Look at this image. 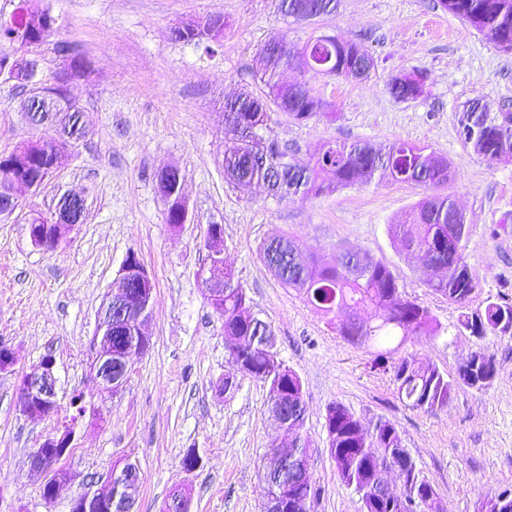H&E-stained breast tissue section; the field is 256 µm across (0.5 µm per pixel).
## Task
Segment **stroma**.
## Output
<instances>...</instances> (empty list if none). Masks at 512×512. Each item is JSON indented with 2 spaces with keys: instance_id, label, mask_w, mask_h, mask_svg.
Here are the masks:
<instances>
[{
  "instance_id": "35a3bbf8",
  "label": "stroma",
  "mask_w": 512,
  "mask_h": 512,
  "mask_svg": "<svg viewBox=\"0 0 512 512\" xmlns=\"http://www.w3.org/2000/svg\"><path fill=\"white\" fill-rule=\"evenodd\" d=\"M45 4L57 26L41 49V71L50 78L63 70L55 43L85 53L92 74L71 81L68 91L84 108L89 134L36 191L22 193L21 210L0 220V343L15 357L11 371H0V512H70L75 497L128 462L140 470L133 512H165L177 485L188 490L190 512H263L267 452L289 439L269 413L268 385L229 365L224 321L197 278L212 224L224 228V262L269 324L279 361L302 382L310 476L319 490L315 512H364L328 452L325 417L334 404L367 425L393 422L443 512H482L488 498L512 490V338L458 332L457 306L429 288L420 257L391 233L425 196L450 197L465 216L464 260L482 284L470 308L490 297L512 301V224L502 223L512 212V161L477 155L457 124L468 100L493 112L512 103V53L439 0H340L335 13L310 21L283 17L275 0ZM208 15L224 19L217 54L174 41L175 27ZM313 34L368 47L374 65L361 80L316 76L294 65L282 70V82L305 81L328 105L327 113L303 122L275 114L271 136L286 159L313 158L329 141L382 149L403 140L445 159L448 183L426 189L384 177L301 199L271 195L261 183L242 190L225 177L224 145L233 136L224 123L225 99L262 91L259 53L269 39L297 51ZM411 71L424 75L423 95L395 99L390 80ZM33 135L19 95L0 84V155ZM170 165L181 171L189 207L188 222L177 229L167 224L156 187L157 173ZM69 192L86 197L82 223L55 250L34 246L29 214H51ZM276 236L324 262L357 252L393 271L407 296L442 326L436 337L406 336L393 357L435 366L455 380L447 408L426 413L406 406L391 365L376 359L378 347L344 340L302 291L273 275L260 248ZM131 252L154 282L145 326L150 347L131 358L121 391L101 398L89 369L91 339ZM479 349L497 368L483 392L457 381ZM48 356L60 408L80 393L98 409L63 461L72 481L49 505L44 475L31 468L30 456L60 418L23 416L17 402L19 377ZM191 454L198 464L188 471L183 461Z\"/></svg>"
}]
</instances>
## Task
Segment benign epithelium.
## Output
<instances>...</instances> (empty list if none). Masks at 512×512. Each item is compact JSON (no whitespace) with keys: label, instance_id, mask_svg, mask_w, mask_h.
I'll use <instances>...</instances> for the list:
<instances>
[{"label":"benign epithelium","instance_id":"obj_1","mask_svg":"<svg viewBox=\"0 0 512 512\" xmlns=\"http://www.w3.org/2000/svg\"><path fill=\"white\" fill-rule=\"evenodd\" d=\"M11 72L7 82L25 89L23 112L35 130L43 125L36 122V109L45 99L44 86L36 82L37 59L26 48L17 49L13 55ZM157 190L180 217V223L189 220V209L182 194L180 170L167 167L156 177ZM41 186L30 176L18 175L0 183V217L11 218L21 206L20 192L35 190ZM79 221L70 213H54L45 224L29 225L31 242L40 248L56 247L75 229ZM207 263L198 270L197 276L214 306L224 299V228L221 224H211L204 240ZM154 284L135 253L126 256L117 282L103 303L92 337L94 350L90 361V371L101 395H115L123 387L128 377L129 358L133 353L148 349L150 337L143 331L144 322L149 317L153 302ZM54 363L49 357L24 373L20 379L18 407L29 417H42L55 408L56 379ZM76 420L62 426L56 434L47 437L31 455V465L45 474L43 488L45 503H52L60 489L71 480L70 473L62 465L68 449L76 445L79 423L88 414H95L93 403L82 398L75 402ZM133 476L124 489L125 495L117 499L112 494V486L101 490H89L79 501L73 503V512H130L132 492L137 488L140 476L138 470L129 468Z\"/></svg>","mask_w":512,"mask_h":512}]
</instances>
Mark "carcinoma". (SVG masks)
I'll return each instance as SVG.
<instances>
[{
	"label": "carcinoma",
	"instance_id": "1",
	"mask_svg": "<svg viewBox=\"0 0 512 512\" xmlns=\"http://www.w3.org/2000/svg\"><path fill=\"white\" fill-rule=\"evenodd\" d=\"M339 0H278V9L287 15L292 7L311 18L336 11ZM444 9L464 20L500 49L512 51V0H445ZM55 30V18L43 0H16L6 17H0V74L7 71L11 55L23 46L38 50ZM56 51L65 58L67 70L75 75L91 74L89 60L75 45L56 43ZM297 62L316 75L359 79L369 74L373 58L356 43L341 42L333 36L309 39L299 57H268L261 80L264 96L246 95L238 106L244 111L252 132L224 150V172L236 185L262 181L275 195L301 198L316 197L340 187L367 183L375 175H389L393 180L420 186H436L448 180V164L427 148L408 142H395L379 151L367 143H330L314 160L285 162L283 153L273 149L261 135L269 129L271 114L283 112L296 121H306L321 113L325 104L305 83L281 85L277 71ZM393 97L405 101L415 91L412 73L395 76L389 83ZM463 143L485 160L512 156V112L485 111L477 100L464 106L458 118ZM23 151L22 172L31 177H45L57 168L54 161L67 158V152L41 146L28 140L18 146ZM464 215L448 198L432 197L415 206L406 219L394 225L393 235L403 248H412L442 269L429 287L458 306L457 329L482 338L491 333L512 337V302L489 299L484 308L472 310L469 301L481 288L479 278L463 258L466 232ZM295 242L286 237L271 240L262 248V260L285 285L304 292L308 301L327 315L344 309L365 308L367 319L357 323L342 321L336 331L357 345H378L385 352L379 360L394 352L389 347L397 337L420 334L435 337L441 329L428 308L409 299L401 290L392 271L380 261L368 258L358 275L351 270L354 257L342 255L332 265L310 258L309 267L293 261ZM224 335L238 338V351L229 354V364L238 371L263 382H276L283 396L271 403L270 411L278 426L292 433L297 447L289 458L267 459L265 512L288 488L302 507L315 504L318 489L311 478L300 479L309 471V441L304 434L306 404L299 392L288 390L297 374L289 368L278 372L271 365L273 348L263 344L267 324L251 311L250 298L232 272L224 273ZM482 383L475 386L486 391L494 384L496 366L493 359L480 353ZM398 394L408 406L424 412H437L448 406L455 381L435 366H423L406 359L393 363ZM328 451L340 478L361 492L364 512H441L435 487L417 468L402 444L396 425L378 420L373 427L357 431L360 420L346 407L336 404L326 414ZM402 463L405 468L402 495L386 501L373 492L380 468L388 463Z\"/></svg>",
	"mask_w": 512,
	"mask_h": 512
}]
</instances>
